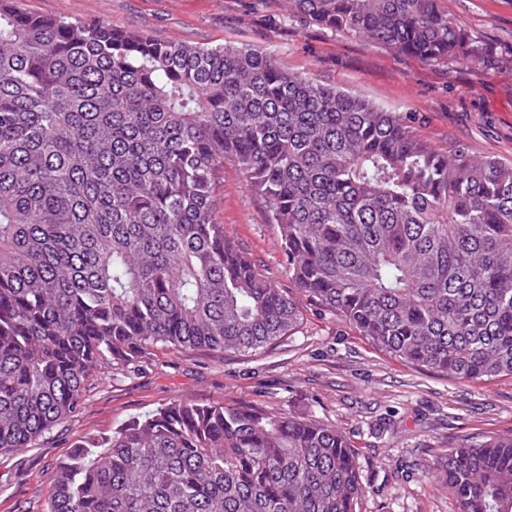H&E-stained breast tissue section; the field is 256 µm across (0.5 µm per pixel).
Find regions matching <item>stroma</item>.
Masks as SVG:
<instances>
[{"instance_id":"1","label":"stroma","mask_w":512,"mask_h":512,"mask_svg":"<svg viewBox=\"0 0 512 512\" xmlns=\"http://www.w3.org/2000/svg\"><path fill=\"white\" fill-rule=\"evenodd\" d=\"M42 16L102 22L158 39L200 46L260 48L288 71L358 93L410 114L428 144L466 145L512 160V0H448V13L488 45V64L429 65L285 17L274 0H21ZM217 220L303 310L296 335L253 353L152 348L140 367L103 369L87 383L80 410L34 447L0 454V512H49L57 463L87 436L171 402L256 405L336 427L359 454L368 491L361 512H458L430 478L448 445L512 434V378L465 382L403 365L374 349L340 317L322 311L288 276L276 225L225 164L215 190Z\"/></svg>"}]
</instances>
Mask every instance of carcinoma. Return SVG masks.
Returning <instances> with one entry per match:
<instances>
[{
	"mask_svg": "<svg viewBox=\"0 0 512 512\" xmlns=\"http://www.w3.org/2000/svg\"><path fill=\"white\" fill-rule=\"evenodd\" d=\"M282 2L429 64L489 59L446 0ZM226 161L322 310L407 366L512 376V162L435 149L406 114L262 50L0 0V452L158 344L248 353L298 332L294 299L217 221ZM435 478L458 512H512V435L448 447ZM366 491L318 419L180 400L73 448L49 497L51 512H358Z\"/></svg>",
	"mask_w": 512,
	"mask_h": 512,
	"instance_id": "carcinoma-1",
	"label": "carcinoma"
}]
</instances>
